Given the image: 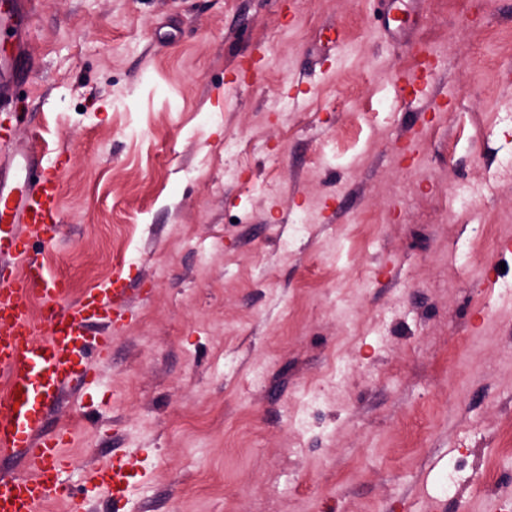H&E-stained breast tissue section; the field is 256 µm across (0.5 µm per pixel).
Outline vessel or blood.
Returning <instances> with one entry per match:
<instances>
[{
    "instance_id": "b4317fda",
    "label": "vessel or blood",
    "mask_w": 512,
    "mask_h": 512,
    "mask_svg": "<svg viewBox=\"0 0 512 512\" xmlns=\"http://www.w3.org/2000/svg\"><path fill=\"white\" fill-rule=\"evenodd\" d=\"M37 0H17L12 12L0 15V34H19ZM59 165L44 163L33 152L10 154L0 178L11 177V188L0 186V222L11 224L8 241L0 240V459L19 458L24 471L0 473V512H44L54 500L69 512H86L85 493L70 488L69 467L62 455L63 430L47 432L46 408L67 390L92 385L96 373L91 357L110 349L107 336L89 337L92 327L106 325L110 313L129 302L121 290L90 289L69 301L66 282L50 274L37 244L55 240L61 224ZM51 310L50 318L34 320L32 301ZM92 482H110L113 498H122L127 475L101 467Z\"/></svg>"
}]
</instances>
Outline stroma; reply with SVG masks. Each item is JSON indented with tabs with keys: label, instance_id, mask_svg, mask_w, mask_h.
<instances>
[{
	"label": "stroma",
	"instance_id": "obj_1",
	"mask_svg": "<svg viewBox=\"0 0 512 512\" xmlns=\"http://www.w3.org/2000/svg\"><path fill=\"white\" fill-rule=\"evenodd\" d=\"M397 5L40 0L0 127L63 161L71 298L133 300L46 413L72 488L139 459L89 512H512V0ZM128 476L129 475L123 471V468L116 470L113 467L112 472H110L107 468L100 467L91 473L89 481L95 483L109 481L112 483V497L114 499H120L123 497Z\"/></svg>",
	"mask_w": 512,
	"mask_h": 512
}]
</instances>
